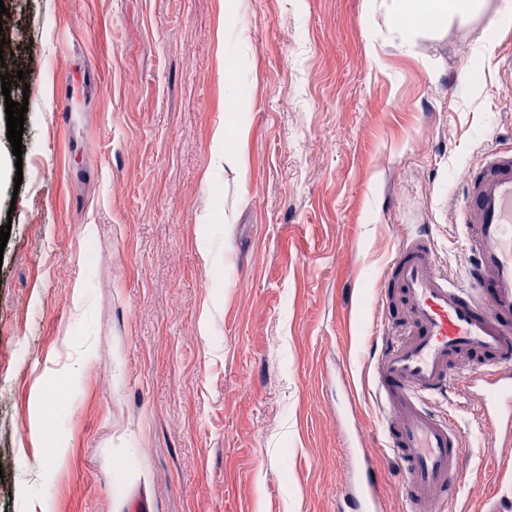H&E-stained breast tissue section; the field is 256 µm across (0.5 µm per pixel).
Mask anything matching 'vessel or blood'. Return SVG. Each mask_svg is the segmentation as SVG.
Instances as JSON below:
<instances>
[{
  "mask_svg": "<svg viewBox=\"0 0 512 512\" xmlns=\"http://www.w3.org/2000/svg\"><path fill=\"white\" fill-rule=\"evenodd\" d=\"M455 218L475 261L459 284L437 269L432 240L408 234L390 261L389 320L374 353L382 436L402 476L406 512H446L467 451L460 428L432 400L460 393L512 440V150L468 169ZM345 512H384L380 471L363 448L347 451Z\"/></svg>",
  "mask_w": 512,
  "mask_h": 512,
  "instance_id": "vessel-or-blood-1",
  "label": "vessel or blood"
}]
</instances>
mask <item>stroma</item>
Masks as SVG:
<instances>
[{
	"label": "stroma",
	"instance_id": "35a3bbf8",
	"mask_svg": "<svg viewBox=\"0 0 512 512\" xmlns=\"http://www.w3.org/2000/svg\"><path fill=\"white\" fill-rule=\"evenodd\" d=\"M0 3V69L26 73L0 94L23 173L0 181V512H336L350 427L404 512L384 272L421 227L450 278L474 262L453 212L512 146V0L415 33L391 0ZM228 44L245 134L217 156ZM434 406L469 450L449 512L512 506V444L462 395Z\"/></svg>",
	"mask_w": 512,
	"mask_h": 512
}]
</instances>
